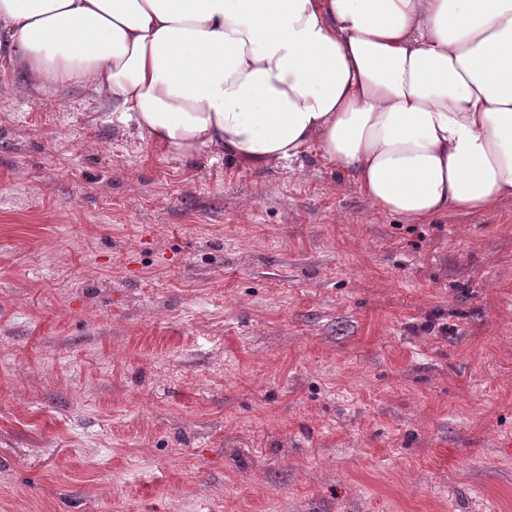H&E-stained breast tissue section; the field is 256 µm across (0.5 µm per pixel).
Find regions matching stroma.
I'll use <instances>...</instances> for the list:
<instances>
[{
    "label": "stroma",
    "mask_w": 512,
    "mask_h": 512,
    "mask_svg": "<svg viewBox=\"0 0 512 512\" xmlns=\"http://www.w3.org/2000/svg\"><path fill=\"white\" fill-rule=\"evenodd\" d=\"M0 512H512V200L409 224L0 94Z\"/></svg>",
    "instance_id": "35a3bbf8"
}]
</instances>
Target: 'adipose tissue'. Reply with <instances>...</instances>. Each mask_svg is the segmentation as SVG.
<instances>
[{"mask_svg": "<svg viewBox=\"0 0 512 512\" xmlns=\"http://www.w3.org/2000/svg\"><path fill=\"white\" fill-rule=\"evenodd\" d=\"M184 163L314 154L409 224L512 200V0H0V90Z\"/></svg>", "mask_w": 512, "mask_h": 512, "instance_id": "obj_1", "label": "adipose tissue"}]
</instances>
